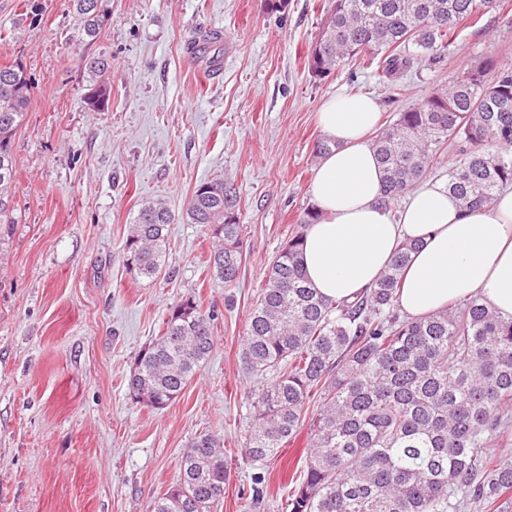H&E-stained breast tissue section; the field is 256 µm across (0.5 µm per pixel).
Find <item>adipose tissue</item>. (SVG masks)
Masks as SVG:
<instances>
[{
    "label": "adipose tissue",
    "instance_id": "1",
    "mask_svg": "<svg viewBox=\"0 0 512 512\" xmlns=\"http://www.w3.org/2000/svg\"><path fill=\"white\" fill-rule=\"evenodd\" d=\"M378 116L370 94L331 96L316 114L336 147L309 186L320 212L303 245L311 287L333 300L354 298L390 265L402 241L418 240L422 246L399 292L405 313L423 317L477 294L500 314L512 315V189L486 208L466 211L445 185L424 181L399 213L386 210L372 146Z\"/></svg>",
    "mask_w": 512,
    "mask_h": 512
}]
</instances>
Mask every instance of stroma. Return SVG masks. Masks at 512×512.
<instances>
[{
  "label": "stroma",
  "instance_id": "obj_1",
  "mask_svg": "<svg viewBox=\"0 0 512 512\" xmlns=\"http://www.w3.org/2000/svg\"><path fill=\"white\" fill-rule=\"evenodd\" d=\"M108 21L82 32L70 0H0V63L20 61L35 88L13 151L17 217L0 235V512H147L173 486L193 437L220 438L230 467L217 512H285L306 436L268 462L244 452L241 359L268 265L311 207L323 134L314 114L336 93L373 95L382 125L483 58L512 63V13H485L440 60L408 70L391 97L377 65L308 71L322 0H102ZM212 49L214 74L198 48ZM107 60L102 74L92 60ZM105 79L111 100L84 97ZM234 185L245 258L235 287L207 277L209 241L183 219L203 181ZM177 215L155 280L126 268V234L141 205ZM192 296L213 311L214 348L171 404L128 393L140 353L167 308ZM264 474L260 501L252 479Z\"/></svg>",
  "mask_w": 512,
  "mask_h": 512
}]
</instances>
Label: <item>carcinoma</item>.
I'll return each instance as SVG.
<instances>
[{"instance_id":"1","label":"carcinoma","mask_w":512,"mask_h":512,"mask_svg":"<svg viewBox=\"0 0 512 512\" xmlns=\"http://www.w3.org/2000/svg\"><path fill=\"white\" fill-rule=\"evenodd\" d=\"M501 0H327L308 55L322 78L357 58L379 60L390 93L416 62L434 61L460 28ZM85 36L106 15L98 0H73ZM32 80L17 61L0 65V231L14 223L15 137ZM111 85L95 84L88 109L108 106ZM383 173L381 203L392 210L456 150L446 187L466 210L488 206L512 186V67L487 57L380 130L373 140ZM186 217L212 243L210 275L231 288L243 262V225L232 185H196ZM316 207L269 264L249 314L241 360L258 381L250 393L245 454L273 459L308 428L302 480L288 512H512V460L490 452L512 436V316L480 297L451 301L424 317L399 312L398 289L411 254L402 242L375 283L355 299H326L309 287L303 240ZM174 215L147 202L125 241L130 270L153 280L165 266ZM213 314L193 297L168 308L158 336L128 378L132 399L153 409L175 401L214 347ZM229 476L224 443L195 437L177 484L149 512H215Z\"/></svg>"}]
</instances>
